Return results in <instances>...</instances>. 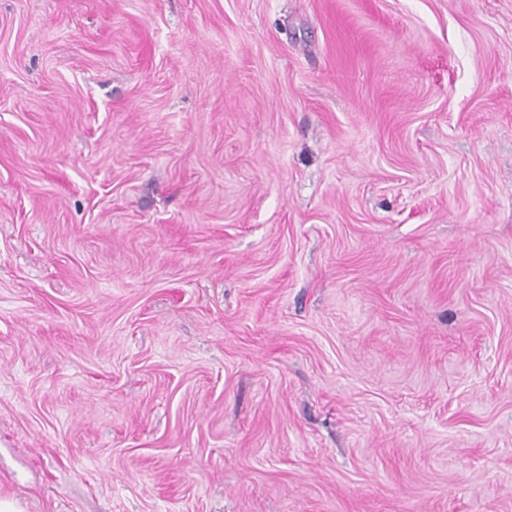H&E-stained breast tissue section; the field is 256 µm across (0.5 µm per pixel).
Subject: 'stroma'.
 <instances>
[{
	"mask_svg": "<svg viewBox=\"0 0 512 512\" xmlns=\"http://www.w3.org/2000/svg\"><path fill=\"white\" fill-rule=\"evenodd\" d=\"M0 496L512 512V0H0Z\"/></svg>",
	"mask_w": 512,
	"mask_h": 512,
	"instance_id": "stroma-1",
	"label": "stroma"
}]
</instances>
